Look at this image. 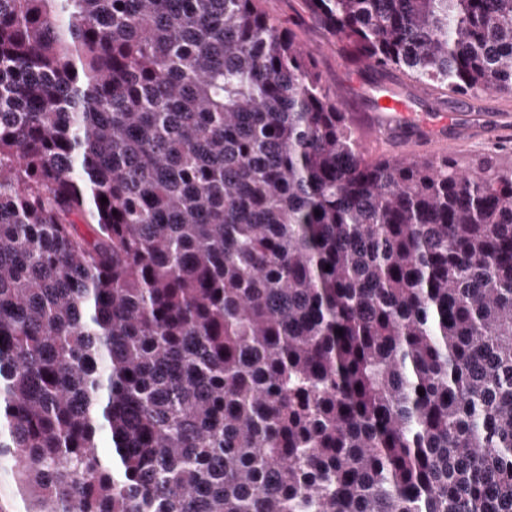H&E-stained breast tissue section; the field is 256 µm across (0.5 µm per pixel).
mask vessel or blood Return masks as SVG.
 I'll return each instance as SVG.
<instances>
[{
    "label": "vessel or blood",
    "instance_id": "obj_1",
    "mask_svg": "<svg viewBox=\"0 0 512 512\" xmlns=\"http://www.w3.org/2000/svg\"><path fill=\"white\" fill-rule=\"evenodd\" d=\"M462 120L459 112L440 107L416 112L411 98L390 91L377 100L374 123L362 141V149L370 151L373 142L385 138L412 140L445 149L454 143Z\"/></svg>",
    "mask_w": 512,
    "mask_h": 512
}]
</instances>
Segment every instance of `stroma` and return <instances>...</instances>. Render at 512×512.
<instances>
[{
    "instance_id": "35a3bbf8",
    "label": "stroma",
    "mask_w": 512,
    "mask_h": 512,
    "mask_svg": "<svg viewBox=\"0 0 512 512\" xmlns=\"http://www.w3.org/2000/svg\"><path fill=\"white\" fill-rule=\"evenodd\" d=\"M263 6L296 33L358 131H367L371 126L376 99L385 90L415 97L418 108L423 110L434 106L450 110L461 100L455 93L422 89L419 83L397 71H380L354 62L347 49L306 10L304 0H264ZM470 103L475 111L487 113L496 126L490 129L478 123L466 129L449 147V155L468 165L481 156L493 154L503 166H512V97L484 93L471 97Z\"/></svg>"
}]
</instances>
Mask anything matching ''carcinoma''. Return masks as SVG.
I'll return each instance as SVG.
<instances>
[{"label": "carcinoma", "mask_w": 512, "mask_h": 512, "mask_svg": "<svg viewBox=\"0 0 512 512\" xmlns=\"http://www.w3.org/2000/svg\"><path fill=\"white\" fill-rule=\"evenodd\" d=\"M305 2L512 97V0ZM5 463L0 512H512V168L367 158L263 0H0Z\"/></svg>", "instance_id": "carcinoma-1"}]
</instances>
